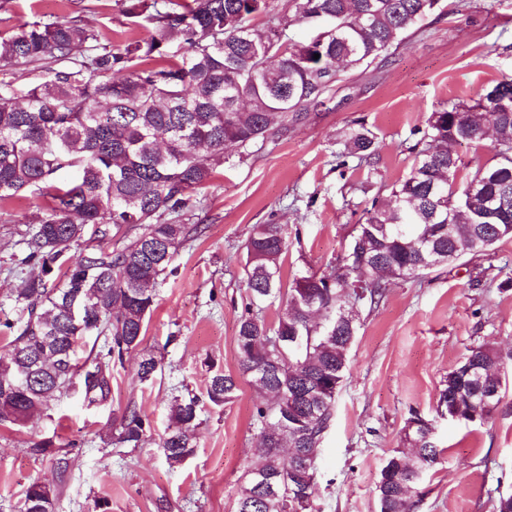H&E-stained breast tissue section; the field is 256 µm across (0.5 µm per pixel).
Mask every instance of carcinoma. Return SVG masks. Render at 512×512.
Masks as SVG:
<instances>
[{
	"mask_svg": "<svg viewBox=\"0 0 512 512\" xmlns=\"http://www.w3.org/2000/svg\"><path fill=\"white\" fill-rule=\"evenodd\" d=\"M126 2L125 13L150 28L114 48H97L96 33L77 20L25 22L0 39V65L43 71L26 83L0 79V203L51 199L26 233L28 272L16 303L27 319L0 352V424H25L70 394L90 406L106 403L113 368L142 343L156 287L175 273L188 241L178 217L212 179L224 149L247 152L273 125L300 120L340 71L386 57L439 0H288L280 11L271 0ZM315 14L326 19L325 37L311 48L288 31ZM255 15L266 16L267 26L253 27ZM143 59L156 65L137 67ZM488 127L492 159L458 182L462 162L451 146L480 147ZM419 133L408 176L389 202H372L328 273L301 276L285 290L281 226L259 224L246 242L238 374L216 369L206 384L215 408L237 396L241 377L264 394L252 410L262 463L246 471L236 512H293L294 494L316 495V458L347 375L358 308L375 310L394 281L512 238V78L472 104L441 105ZM376 151L374 134L362 126L345 142L339 165L353 159L370 167ZM113 228L125 231L121 243L98 244ZM80 241L85 248L70 254ZM56 269L62 278L52 284ZM276 298L284 308L270 326L264 304ZM92 334L105 336L104 345L80 364L78 343ZM162 368L146 354L135 377L151 383ZM507 373L496 347H470L442 380L438 409L465 422L490 416ZM486 385L498 389L490 403L478 394ZM201 411L195 396L171 403L161 443L170 464L195 455ZM148 429L129 405L117 443L137 448ZM433 429L411 414L403 436L409 451H393L379 473V512H413L411 490L442 459ZM72 452L50 439L27 449L64 470ZM54 501L53 488L33 482L20 512H53Z\"/></svg>",
	"mask_w": 512,
	"mask_h": 512,
	"instance_id": "carcinoma-1",
	"label": "carcinoma"
}]
</instances>
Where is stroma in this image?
I'll return each instance as SVG.
<instances>
[{
  "instance_id": "stroma-1",
  "label": "stroma",
  "mask_w": 512,
  "mask_h": 512,
  "mask_svg": "<svg viewBox=\"0 0 512 512\" xmlns=\"http://www.w3.org/2000/svg\"><path fill=\"white\" fill-rule=\"evenodd\" d=\"M125 5L0 0V37L34 19L79 20L103 45L145 36ZM510 76L512 0H440L439 14L406 33L383 61L338 77L302 120L273 132L257 152L227 148L181 218L195 235L176 258V274L156 288L139 349L114 368L108 403L89 407L74 394L27 425L0 426V512H16L35 480L56 489L55 512H99V500L108 501L107 512H235L242 476L259 460L252 383L241 380L223 409L203 407L198 448L183 464L170 465L160 441L173 396H204L209 363L237 369V320L247 296L242 246L254 226L284 227L283 285L328 272L372 200L389 199L409 173V148L429 114ZM362 126L377 137L373 168L339 166L350 132ZM46 205L43 197L0 205V348L21 317L14 297L27 273L23 234ZM486 342L512 350V239L394 284L379 308L360 311L349 372L317 459L313 512H378L381 467L401 447L415 412L433 421L443 460L418 482L414 512H493L491 492L512 490V387L481 422H452L436 412L443 378L469 347ZM144 353L162 357L164 368L142 385L134 373ZM129 405L151 423L145 441L137 448L103 443ZM46 438L76 442L67 473L28 454L32 442Z\"/></svg>"
}]
</instances>
